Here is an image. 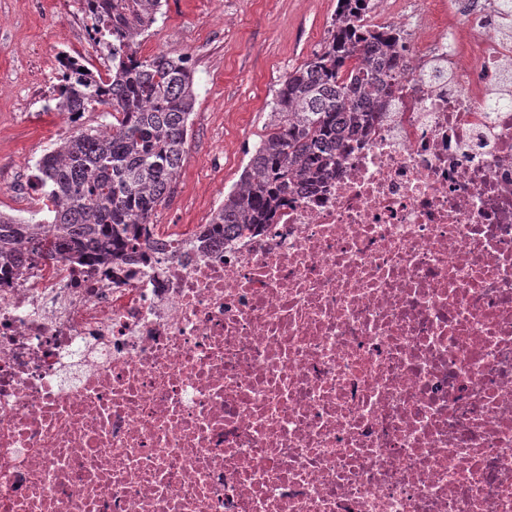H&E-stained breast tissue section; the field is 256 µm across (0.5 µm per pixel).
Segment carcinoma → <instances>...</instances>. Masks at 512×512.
Returning a JSON list of instances; mask_svg holds the SVG:
<instances>
[{"label":"carcinoma","instance_id":"obj_1","mask_svg":"<svg viewBox=\"0 0 512 512\" xmlns=\"http://www.w3.org/2000/svg\"><path fill=\"white\" fill-rule=\"evenodd\" d=\"M366 0H340L321 50L288 74L276 92L271 121L239 180L212 213L207 234L267 224L279 200L300 184L318 185L353 150L402 77L395 32L362 24ZM91 47L106 75L80 71L69 57L49 109L74 117L103 107L101 128L74 125L35 164L34 184L47 221L0 214V269L51 263L69 255L119 260L141 241L186 160L195 103L185 58H143L140 38L162 0H80Z\"/></svg>","mask_w":512,"mask_h":512}]
</instances>
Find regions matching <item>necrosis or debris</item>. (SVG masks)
<instances>
[{
    "label": "necrosis or debris",
    "mask_w": 512,
    "mask_h": 512,
    "mask_svg": "<svg viewBox=\"0 0 512 512\" xmlns=\"http://www.w3.org/2000/svg\"><path fill=\"white\" fill-rule=\"evenodd\" d=\"M364 17L404 77L271 223L0 281V512H512V32Z\"/></svg>",
    "instance_id": "4bbe7bcc"
}]
</instances>
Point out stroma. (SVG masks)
<instances>
[{"mask_svg":"<svg viewBox=\"0 0 512 512\" xmlns=\"http://www.w3.org/2000/svg\"><path fill=\"white\" fill-rule=\"evenodd\" d=\"M337 0H167L140 54L181 55L194 74L187 160L155 224H205L266 132L288 73L328 35ZM79 0H0V212L30 219L34 164L69 127L46 111L59 53L93 70Z\"/></svg>","mask_w":512,"mask_h":512,"instance_id":"stroma-1","label":"stroma"}]
</instances>
